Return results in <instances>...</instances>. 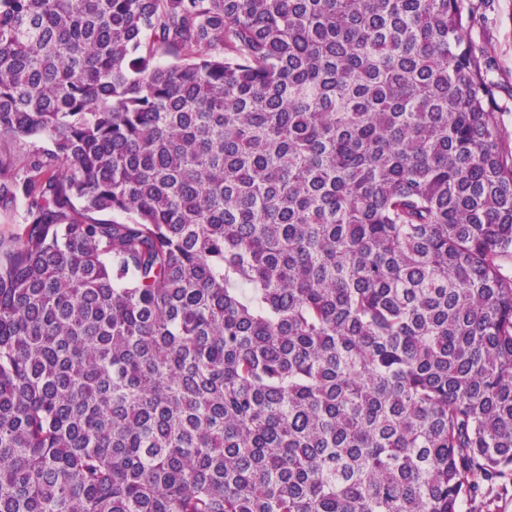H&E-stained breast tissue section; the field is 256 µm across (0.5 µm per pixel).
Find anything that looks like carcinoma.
Masks as SVG:
<instances>
[{
    "mask_svg": "<svg viewBox=\"0 0 512 512\" xmlns=\"http://www.w3.org/2000/svg\"><path fill=\"white\" fill-rule=\"evenodd\" d=\"M465 23L0 0V141L44 142L0 156V512L512 486V157Z\"/></svg>",
    "mask_w": 512,
    "mask_h": 512,
    "instance_id": "1",
    "label": "carcinoma"
}]
</instances>
